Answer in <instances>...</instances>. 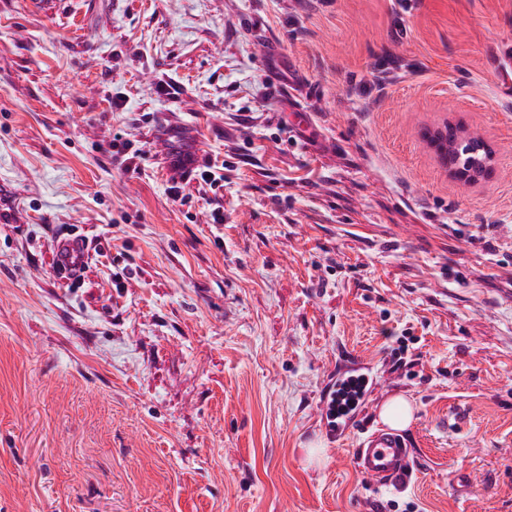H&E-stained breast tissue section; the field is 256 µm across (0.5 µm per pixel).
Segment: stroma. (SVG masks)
<instances>
[{
  "label": "stroma",
  "instance_id": "1",
  "mask_svg": "<svg viewBox=\"0 0 512 512\" xmlns=\"http://www.w3.org/2000/svg\"><path fill=\"white\" fill-rule=\"evenodd\" d=\"M410 2L0 0V512H512V0ZM452 117L489 179L422 141ZM363 367L415 413L399 489L372 403L322 424ZM448 128L453 135L448 137ZM472 135L465 128L453 122L445 124L444 127L427 130L424 138L430 147L436 152L441 162L448 165V156L457 157L459 150L471 139ZM471 156L465 163H457L454 166L448 165L450 175L463 186H468L487 179L491 176L494 168L495 153L486 144L480 147H469L466 149ZM173 156L175 167L179 169L188 168L194 176H197L196 179H200L205 185H208L211 190L216 191L220 188H224V173L219 174L216 171L218 169L224 171V163H222L221 168L216 166L212 161H208L203 165L204 169L200 167L192 168L187 166V164L191 162V153L189 151L175 150ZM57 265L56 271L67 277L71 273V269L79 267L87 260V248H85L83 241L79 240L74 242H58L56 245ZM358 447L354 453L357 469L378 486H394L411 475L412 450L400 433L375 429L363 437Z\"/></svg>",
  "mask_w": 512,
  "mask_h": 512
}]
</instances>
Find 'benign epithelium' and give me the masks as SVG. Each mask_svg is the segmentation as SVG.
Masks as SVG:
<instances>
[{"instance_id": "obj_1", "label": "benign epithelium", "mask_w": 512, "mask_h": 512, "mask_svg": "<svg viewBox=\"0 0 512 512\" xmlns=\"http://www.w3.org/2000/svg\"><path fill=\"white\" fill-rule=\"evenodd\" d=\"M424 138L436 152L441 162L448 165L450 175L460 184L468 186L491 176L494 168L495 153L488 145L470 147L469 159L451 166L448 157L458 155L459 150L471 139L465 128L453 122L440 128L428 130Z\"/></svg>"}]
</instances>
